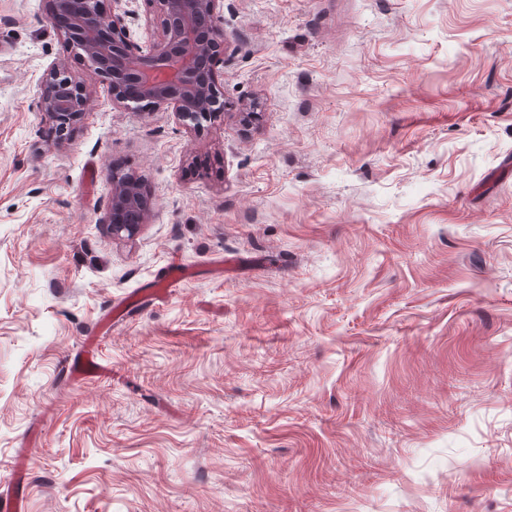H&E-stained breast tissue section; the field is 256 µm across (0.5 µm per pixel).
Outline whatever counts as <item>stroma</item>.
Here are the masks:
<instances>
[{
	"mask_svg": "<svg viewBox=\"0 0 512 512\" xmlns=\"http://www.w3.org/2000/svg\"><path fill=\"white\" fill-rule=\"evenodd\" d=\"M48 15L0 0V475L29 455L25 512H512V0H224L200 132L114 101ZM57 62L93 91L61 143ZM116 166L152 196L131 240Z\"/></svg>",
	"mask_w": 512,
	"mask_h": 512,
	"instance_id": "35a3bbf8",
	"label": "stroma"
}]
</instances>
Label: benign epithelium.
Listing matches in <instances>:
<instances>
[{
    "label": "benign epithelium",
    "mask_w": 512,
    "mask_h": 512,
    "mask_svg": "<svg viewBox=\"0 0 512 512\" xmlns=\"http://www.w3.org/2000/svg\"><path fill=\"white\" fill-rule=\"evenodd\" d=\"M52 0L50 22L64 48L83 57L104 78L114 99L134 112L170 107L185 125L201 131L224 116L226 105L212 64L224 54L220 18L224 0H144L156 30L146 46L138 44L125 13L112 0ZM91 91L60 64L39 85L41 112L58 139L82 119ZM108 202L112 236L131 239L146 223L151 201L142 179L112 171Z\"/></svg>",
    "instance_id": "7a95c632"
}]
</instances>
